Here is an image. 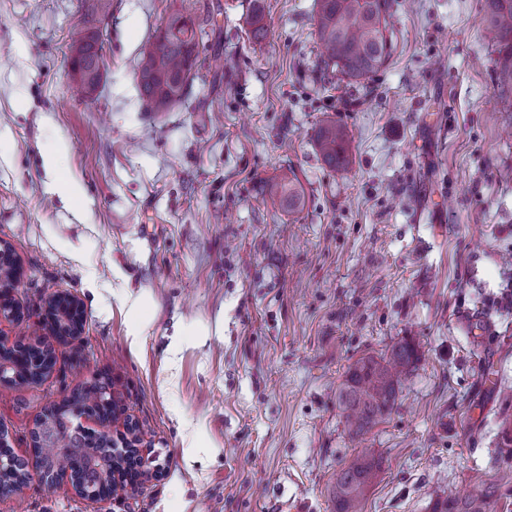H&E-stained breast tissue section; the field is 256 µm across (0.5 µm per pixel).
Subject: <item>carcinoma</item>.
Segmentation results:
<instances>
[{"label": "carcinoma", "instance_id": "carcinoma-1", "mask_svg": "<svg viewBox=\"0 0 512 512\" xmlns=\"http://www.w3.org/2000/svg\"><path fill=\"white\" fill-rule=\"evenodd\" d=\"M395 0H317L316 33L323 64L348 80L359 83L385 64L392 50L390 19ZM488 31L495 46V84L500 94L512 95V0H487ZM89 16L73 39L71 64L98 89L103 58V32L112 18V0H89ZM245 22L255 43L269 34L263 0H249ZM202 23L198 17L175 10L155 40L140 52L136 87L152 112H168L186 95L194 81L202 52ZM321 158L337 170L350 162L345 129L322 124L315 136ZM270 198L293 211L304 195L291 178L268 186ZM32 383L43 380L53 369L55 357L39 345L26 352ZM418 359V346L404 337L380 356H363L348 366L338 389V403L348 431L362 435L382 422L396 404L398 387ZM105 387L78 386L65 402L50 409L40 424L52 423L55 442L38 449L41 463L57 474L71 473L86 491L97 489V467L112 466V408L105 404ZM81 405L99 416L102 430L87 432L70 426L67 407ZM378 458L368 448L351 457L336 474L333 487L336 512H362L366 493L376 478ZM500 484L490 483L463 497L435 493L429 512H495Z\"/></svg>", "mask_w": 512, "mask_h": 512}]
</instances>
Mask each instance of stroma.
Instances as JSON below:
<instances>
[{"label": "stroma", "mask_w": 512, "mask_h": 512, "mask_svg": "<svg viewBox=\"0 0 512 512\" xmlns=\"http://www.w3.org/2000/svg\"><path fill=\"white\" fill-rule=\"evenodd\" d=\"M112 0L99 89L71 73L84 0H0V241L21 268L14 341L52 373L0 383V427L29 482L0 512H335L360 447L380 469L364 512H428L438 490L512 471V106L494 88L485 0H398L388 61L356 87L327 73L316 0ZM204 18L199 77L148 111L140 51L172 10ZM349 133L328 167L314 132ZM57 153L54 169L43 157ZM296 177L303 209L269 184ZM145 290L131 347L120 297ZM81 302L56 340L53 295ZM410 337L419 359L364 442L337 402L348 364ZM105 383L164 472L95 505L47 483L31 432L81 384ZM248 13L245 22L249 26L248 34L255 43H262L269 34L268 26L265 22L264 4L262 0H249ZM321 158L337 170H345L350 162L349 141L345 129L336 122L322 124L315 136ZM68 303H72V305H76L80 308V304L77 300V298L67 292L57 293L55 296H53L47 303H46V309L52 318V320H55V318L63 315L65 319V323L62 326L57 327L58 336L61 338H67L69 336H78L82 333L83 329H80L79 325H76L75 327L71 325L68 321V317L65 313ZM28 370L30 371L31 384H38L45 378L55 365V357L52 352L45 351L39 345H32L26 352Z\"/></svg>", "instance_id": "35a3bbf8"}]
</instances>
